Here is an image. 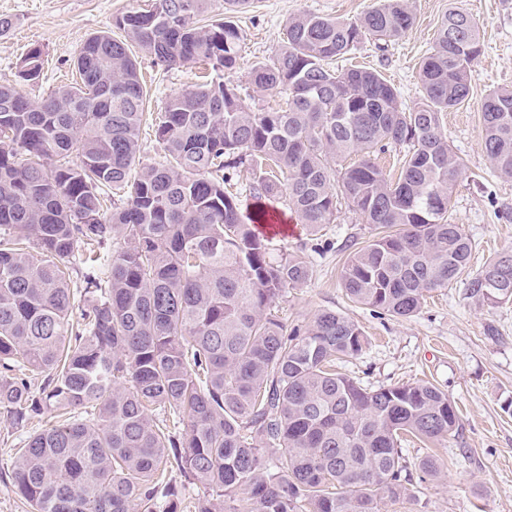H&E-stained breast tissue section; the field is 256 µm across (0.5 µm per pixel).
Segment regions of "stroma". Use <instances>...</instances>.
Listing matches in <instances>:
<instances>
[{
  "label": "stroma",
  "instance_id": "35a3bbf8",
  "mask_svg": "<svg viewBox=\"0 0 512 512\" xmlns=\"http://www.w3.org/2000/svg\"><path fill=\"white\" fill-rule=\"evenodd\" d=\"M143 0H0V17L13 27L0 36V85H13L26 97L45 98L71 83L74 61L92 34L112 30L114 21ZM375 0H252L232 14L243 36L240 59L230 80L245 106L267 111L278 95L257 87L255 65L269 62L285 38L289 18L302 12L354 19ZM416 22L404 37L378 45L364 41L354 54L336 59V69L353 66L380 71L397 89L405 107L422 97L419 65L433 46L437 24L449 8L468 12L478 26L483 53L471 72L466 102L443 116L444 131L466 176L457 184L449 215L475 243L470 263L478 270L499 252L512 249V180L494 172L481 146L480 101L491 89L512 86V0H408ZM40 47L44 66L36 83L17 76L21 56ZM146 79L147 103L141 131V152L133 168L141 173L159 161L155 119L169 98L196 82L195 68H167L135 49ZM275 216L293 231L275 237L278 252H301L312 276L302 287L287 290L271 311L288 326H304L325 309L342 312L368 338L362 353L347 359L343 373L368 387L424 380L447 392L457 407L460 427L442 445L419 440L405 443L411 466L426 457L439 459L440 477L414 484L411 496L382 501L380 512H512V303L491 306L466 298L462 284L428 295L419 313L404 319L378 315L348 300L340 283L346 258L340 245L352 240L369 244L374 225L341 208L335 223L317 232L299 224L283 206ZM48 416L26 428L12 427L0 416V512H29L12 479L18 448L45 429Z\"/></svg>",
  "mask_w": 512,
  "mask_h": 512
}]
</instances>
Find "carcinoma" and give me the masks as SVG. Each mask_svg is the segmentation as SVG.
<instances>
[{"label": "carcinoma", "mask_w": 512, "mask_h": 512, "mask_svg": "<svg viewBox=\"0 0 512 512\" xmlns=\"http://www.w3.org/2000/svg\"><path fill=\"white\" fill-rule=\"evenodd\" d=\"M212 5L151 0L116 18L121 36H91L80 82L44 99L0 85V409L17 429L38 412L58 418L14 463L32 512H178L175 471L205 488L194 512H237V501L245 512H378L408 495L407 438L458 432L438 387L368 388L336 371L366 342L347 316L326 309L290 329L271 313L312 269L298 254L271 257L254 227L265 200L287 198L313 231L343 204L381 228L341 270L346 296L375 313L410 318L461 278L470 299L512 302V250L470 275L472 241L448 221L466 171L442 115L468 99L482 52L460 10L439 22L409 109L381 73L330 67L365 39L404 36L407 0H376L354 20L291 17L274 60L252 71L284 107L252 112L219 79L194 85L159 118L163 160L131 176L146 102L131 47L167 67L232 73L242 34L222 18L197 26ZM41 67L33 47L19 77ZM480 112L483 151L512 179V87L489 91ZM390 148L404 153L394 179L373 161ZM243 172L258 203L249 220L230 190ZM105 187L119 201L110 210ZM85 245L99 254L76 292Z\"/></svg>", "instance_id": "cac0c4a2"}]
</instances>
